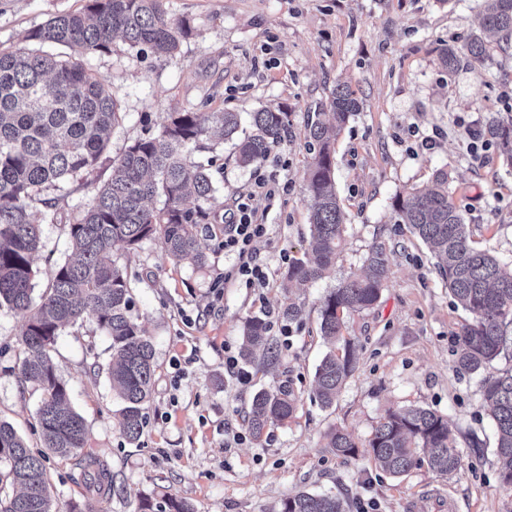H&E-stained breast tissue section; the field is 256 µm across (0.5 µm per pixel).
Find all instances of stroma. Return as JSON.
<instances>
[{
	"label": "stroma",
	"mask_w": 512,
	"mask_h": 512,
	"mask_svg": "<svg viewBox=\"0 0 512 512\" xmlns=\"http://www.w3.org/2000/svg\"><path fill=\"white\" fill-rule=\"evenodd\" d=\"M88 0H0V47L24 45L49 19L84 8ZM483 0H167L172 18L193 31L177 54L158 57L114 40L89 55L93 74L108 86L122 124L93 173L48 187L28 202L42 226L35 256V293L70 254L67 226L112 174V160L133 141L156 133L170 112L249 115L287 106L289 127L262 161L278 188L254 194L253 171L237 165L231 142L203 150L214 160L216 191L207 207L208 266L197 270L168 254L161 238L112 258L126 267L133 314L151 339L157 369L140 444L119 425L121 403L103 370L109 339L94 319L66 327L55 362L70 399L90 427L87 452L112 470L111 496L86 495L74 463H54L56 512H136L140 494L186 500L196 512H274L281 500L306 491L342 498L347 512H512V488L499 479L495 431L482 399L481 375L455 364L457 337L470 315L457 307L435 269L429 247L396 223V195L426 186L447 171L448 191L477 248L512 272V169L496 153L474 152L473 135L506 117L512 97V48L488 37L490 59L454 71L440 64L445 44L463 47L478 32ZM348 80L359 103L336 138V190L348 220L330 275L306 288L302 315L289 323L281 361L247 364V384L224 367L237 351L249 316L276 319L285 302L283 273L301 257L311 199L304 174L311 160L308 117L338 80ZM268 232L254 244L268 276L264 287L224 279L237 262L224 251V217L242 196ZM387 244L390 275L379 303L346 316L356 369L336 402H315L312 381L327 351L319 332L320 302L339 280L360 274L374 240ZM22 319L0 310V420L40 448L34 415L40 396L16 366ZM298 392L296 413L261 440L249 436L245 415L253 395L282 383ZM418 406L447 418L460 455L442 476L418 462L400 477L377 468L367 451L385 409ZM348 431L357 456L335 455L332 428Z\"/></svg>",
	"instance_id": "obj_1"
}]
</instances>
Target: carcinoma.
<instances>
[{
    "label": "carcinoma",
    "instance_id": "obj_1",
    "mask_svg": "<svg viewBox=\"0 0 512 512\" xmlns=\"http://www.w3.org/2000/svg\"><path fill=\"white\" fill-rule=\"evenodd\" d=\"M165 0H89L85 11L56 16L30 33L41 45L64 47L67 55L23 47L0 48V308L20 315V373L40 393L36 413L46 451L33 452L7 422L0 421V512H53L47 460L80 458V483L91 493L112 486V472L81 457L90 428L70 404L67 383L57 374L54 354L62 328L94 319L111 341L108 377L121 401V431L135 443L143 434L151 400L156 361L153 344L132 313L125 270L112 260L116 245L127 251L160 236L171 257L189 259L198 268L208 263V228L204 205L215 188L213 160L193 153L200 141L234 139L236 112H172L159 131L130 144L112 160V175L68 225L75 258L57 265L43 293L34 296L42 225L32 221L28 200L44 187L62 189L70 178L95 169L110 133L121 120L105 84L82 60L107 52L116 37L139 53L172 56L192 32L187 18L174 21ZM482 30L512 42V0H486ZM467 59L481 65L489 50L479 34L465 45ZM354 92L345 82L332 90L308 126L311 162L306 189L314 201L309 216L307 250L292 259L284 279L289 288H306L336 263L345 229V213L336 195L335 136L356 111ZM289 112L263 108L251 115L253 133L235 143L237 163L248 167L263 160L289 126ZM491 134L502 163L512 168V117ZM194 201L195 207L187 206ZM396 223L407 224L426 242L455 301L471 314L458 336L456 364L471 373L485 372L504 351L512 350V273L497 258L470 244L458 208L450 201L448 172H436L432 184L398 195L393 201ZM364 273L341 280L322 300L319 330L333 343L318 365L313 394L324 407L336 401L355 370L343 315L369 310L379 302L389 277L385 243L374 242L364 256ZM263 349L268 361L280 360L282 346L270 336V324L250 317L243 325L240 356ZM483 398L496 432L500 479L512 487V372L483 378ZM297 396L288 385L254 394L246 427L256 440L273 423H284L296 410ZM328 447L353 457L357 445L343 429L328 434ZM378 466L402 476L424 454L431 470L453 473L459 465L448 419L422 407L389 409L368 443ZM138 512H194L174 497L158 501L139 497ZM279 512H346L336 496L297 492L282 499Z\"/></svg>",
    "mask_w": 512,
    "mask_h": 512
}]
</instances>
